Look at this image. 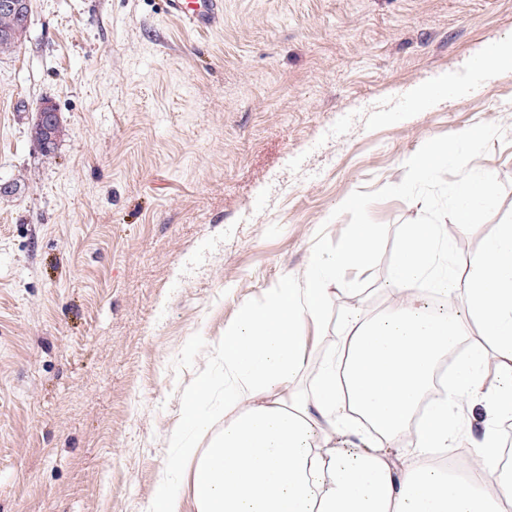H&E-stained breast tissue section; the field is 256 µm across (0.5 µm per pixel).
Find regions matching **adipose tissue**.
<instances>
[{
  "mask_svg": "<svg viewBox=\"0 0 512 512\" xmlns=\"http://www.w3.org/2000/svg\"><path fill=\"white\" fill-rule=\"evenodd\" d=\"M377 235L353 225L340 251L317 252L301 281L242 304L225 326L224 423L202 409L213 387L202 372L184 396L195 437L175 431L166 465L191 512H512L498 436L512 419V224L461 271L442 259L439 225H410L389 280L396 306L372 316L352 296L340 332L313 357L303 326L324 327L340 269L364 264ZM424 283L460 296L462 313L429 308ZM469 441L478 460L467 475L436 466Z\"/></svg>",
  "mask_w": 512,
  "mask_h": 512,
  "instance_id": "1",
  "label": "adipose tissue"
}]
</instances>
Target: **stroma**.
<instances>
[{
	"instance_id": "1",
	"label": "stroma",
	"mask_w": 512,
	"mask_h": 512,
	"mask_svg": "<svg viewBox=\"0 0 512 512\" xmlns=\"http://www.w3.org/2000/svg\"><path fill=\"white\" fill-rule=\"evenodd\" d=\"M222 2L201 37L162 0H32L0 55V512H148L225 325L429 139L499 124L498 210L444 227L469 259L512 222V73L472 68L512 0ZM36 112L35 137L41 148L50 149L54 142L56 127L61 123L57 106L51 100L45 99L40 103ZM56 132L58 131L56 130ZM52 151L54 148L42 150L46 156L50 155Z\"/></svg>"
}]
</instances>
